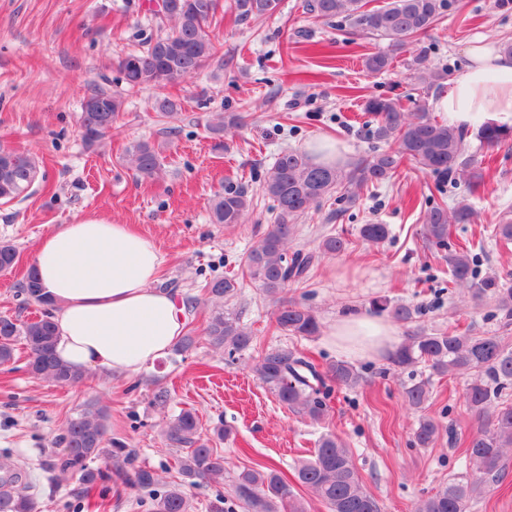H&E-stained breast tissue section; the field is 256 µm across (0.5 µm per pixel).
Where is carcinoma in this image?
Wrapping results in <instances>:
<instances>
[{
  "mask_svg": "<svg viewBox=\"0 0 512 512\" xmlns=\"http://www.w3.org/2000/svg\"><path fill=\"white\" fill-rule=\"evenodd\" d=\"M163 3L164 17L154 12L151 16L159 25L170 22L169 31L148 40L143 49L120 58L118 69L130 89L159 91L153 107L160 117L173 119L181 106L162 90L183 83L216 59L224 60L212 29L224 3ZM368 4L369 0H306L304 8L326 21L339 18L354 31L386 39L398 50L428 32L451 6L450 0H385L371 8ZM230 8L241 22L269 19L280 12V0H230ZM414 64L422 81L442 77L439 71L426 65L421 55L414 59ZM122 107V98L103 88L93 90L83 99L78 129L86 146L97 145L112 133ZM365 110L374 117L372 136L385 144V149L371 158L346 169L318 165L307 153L291 149L281 152L268 169L263 190L274 202V216L246 257L251 279L267 295L274 297L306 277L315 255L301 250L288 252L293 221L319 205L331 191L339 193V200L352 203L357 192L394 178L404 161L449 182L462 179L472 192L484 185L483 168L467 152L468 132L464 129L431 117L424 107L408 112L393 98H370ZM478 137L489 148L500 147L512 142V129L486 125ZM127 162L137 175L147 179L156 177L161 170L159 149L147 140L130 145ZM39 172L35 156L0 145V201L8 203L27 196ZM252 206L247 189L228 186L212 200V223L241 224ZM474 217L472 205L464 199L451 208L444 201L436 202L423 216V241L429 247L446 251L443 258L454 283L470 288L476 298L488 293L496 296L504 321H512V288L500 287L494 277L477 278L470 250L448 248L452 226L469 224ZM389 233L387 225L377 223L364 224L359 230L360 237L374 245L384 242ZM16 264V247L1 242L0 273L12 272ZM17 288L26 304L39 308V314L26 320L0 316V365L13 361L17 345L21 344L28 354V370L34 376L58 386L84 383L85 371L62 362L55 354L56 303L43 291L34 271H28ZM206 288L213 297L222 299L234 294L238 283L229 278L213 279ZM372 306L376 312L387 311L401 322L412 320L417 313L415 308L387 300H376ZM276 321L282 330L294 336L312 337L319 332L314 311L298 303L280 306ZM205 333L211 345L230 355L247 349L252 342L239 317L222 309L211 314ZM390 361L399 370L427 362L438 374L467 375L464 403L480 426L466 437L460 453L466 475L420 499L414 512H474L485 484L499 478L505 450L512 449V403L503 399V391L512 387V349L498 336L460 333L450 327L438 334L418 332L408 337L397 346ZM252 371L281 405L312 422L327 415L332 391L328 381L354 387L361 380L345 361H337L323 372L307 356L288 348L265 351L254 360ZM429 396L426 380L405 388L406 401L414 408L423 407ZM107 432V409L96 401H87L68 420L58 438L63 446L62 455L46 462L50 468L77 477L84 492H96L104 507L112 500V487L123 485L149 492V512H188L191 490L224 483V454L201 441L199 419L190 410L181 411L166 430L167 442L186 451L179 460L184 481L158 493L155 487L160 480L156 472L136 464L135 453L108 438ZM438 432L439 424L423 416L414 431V443L427 448ZM9 459L7 453L0 456V512H35L34 501L18 489L22 475L10 467ZM295 478L330 512H383L379 500L364 488L349 449L332 433L320 438L310 458L297 463ZM232 494L236 506L247 512H279L284 506L288 512H306L288 479L271 467L239 472ZM234 507L225 505L221 492L208 505L210 512H234Z\"/></svg>",
  "mask_w": 512,
  "mask_h": 512,
  "instance_id": "cac0c4a2",
  "label": "carcinoma"
}]
</instances>
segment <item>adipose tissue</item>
I'll list each match as a JSON object with an SVG mask.
<instances>
[{"label":"adipose tissue","instance_id":"ef3b65f1","mask_svg":"<svg viewBox=\"0 0 512 512\" xmlns=\"http://www.w3.org/2000/svg\"><path fill=\"white\" fill-rule=\"evenodd\" d=\"M465 55V68L435 96V110L468 131L487 122L512 126V53L480 35ZM32 265L57 303L56 355L64 363L137 373L166 357L184 333L182 306L156 286L159 251L130 225L76 216L42 237ZM328 336L335 346L371 357L393 351L397 330L364 313L339 318Z\"/></svg>","mask_w":512,"mask_h":512}]
</instances>
